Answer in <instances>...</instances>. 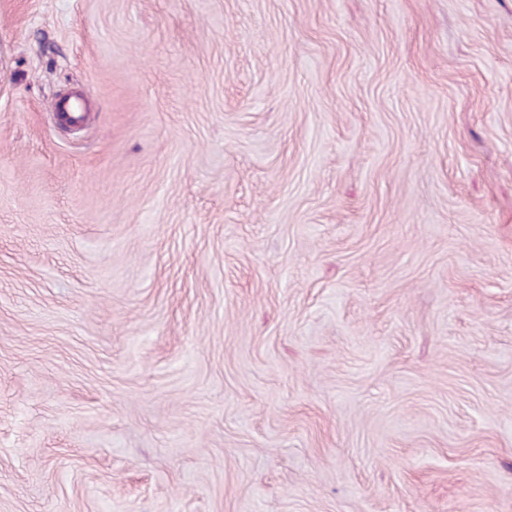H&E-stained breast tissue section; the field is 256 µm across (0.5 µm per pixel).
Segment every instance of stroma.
<instances>
[{"instance_id": "obj_1", "label": "stroma", "mask_w": 512, "mask_h": 512, "mask_svg": "<svg viewBox=\"0 0 512 512\" xmlns=\"http://www.w3.org/2000/svg\"><path fill=\"white\" fill-rule=\"evenodd\" d=\"M0 512H512V0H0ZM50 109L53 112L62 113V115L68 120L79 122L82 118L79 113L85 112L86 106L85 101L82 98L57 96L51 101ZM75 113L78 115H74Z\"/></svg>"}]
</instances>
